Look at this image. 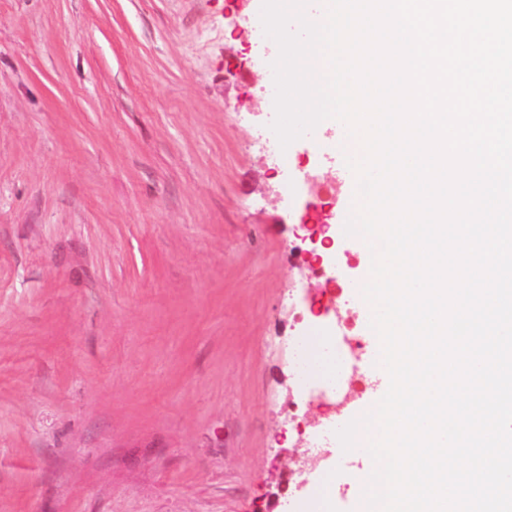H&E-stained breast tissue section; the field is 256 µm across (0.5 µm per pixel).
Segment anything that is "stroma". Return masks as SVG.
I'll return each instance as SVG.
<instances>
[{
    "instance_id": "1",
    "label": "stroma",
    "mask_w": 512,
    "mask_h": 512,
    "mask_svg": "<svg viewBox=\"0 0 512 512\" xmlns=\"http://www.w3.org/2000/svg\"><path fill=\"white\" fill-rule=\"evenodd\" d=\"M258 0H0V512H292L312 442L385 393L355 307L344 407L289 340L320 290L295 226L347 218L315 138L273 159ZM337 187L328 198L325 184ZM332 284L361 278L334 244Z\"/></svg>"
}]
</instances>
